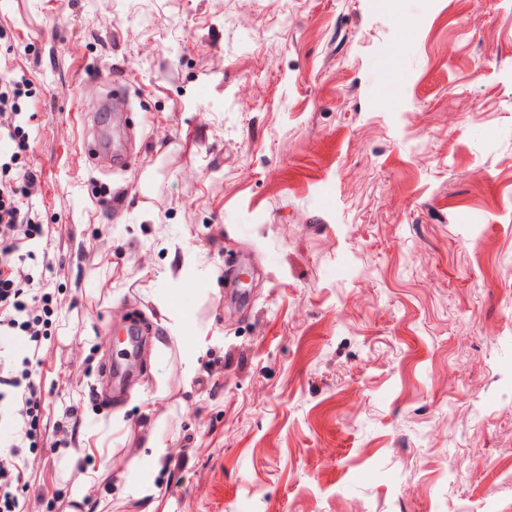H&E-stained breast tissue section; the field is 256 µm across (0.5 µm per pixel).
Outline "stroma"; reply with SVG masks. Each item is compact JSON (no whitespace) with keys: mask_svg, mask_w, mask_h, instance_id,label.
<instances>
[{"mask_svg":"<svg viewBox=\"0 0 512 512\" xmlns=\"http://www.w3.org/2000/svg\"><path fill=\"white\" fill-rule=\"evenodd\" d=\"M0 75L24 512H512V0H0ZM24 79L0 78V426L10 427L7 443L1 448H36L40 437L38 413L42 391L30 381L29 367L43 362L48 319L31 317L28 300L34 277L26 260L34 255L32 247L48 234L38 211L23 208L20 183L38 181L37 171L27 169L12 173L10 163L27 150L25 136H20L16 100L25 92ZM20 352V356L18 355ZM5 353V356H2Z\"/></svg>","mask_w":512,"mask_h":512,"instance_id":"obj_1","label":"stroma"}]
</instances>
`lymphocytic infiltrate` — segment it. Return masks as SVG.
I'll return each mask as SVG.
<instances>
[{"label":"lymphocytic infiltrate","instance_id":"1","mask_svg":"<svg viewBox=\"0 0 512 512\" xmlns=\"http://www.w3.org/2000/svg\"><path fill=\"white\" fill-rule=\"evenodd\" d=\"M22 93L21 81L0 78V422L10 427L8 447L34 448L43 396L29 368L43 361L47 322L28 311L34 277L26 261L48 227L21 202V187L36 184V172L18 175L10 166L27 149L17 119Z\"/></svg>","mask_w":512,"mask_h":512}]
</instances>
